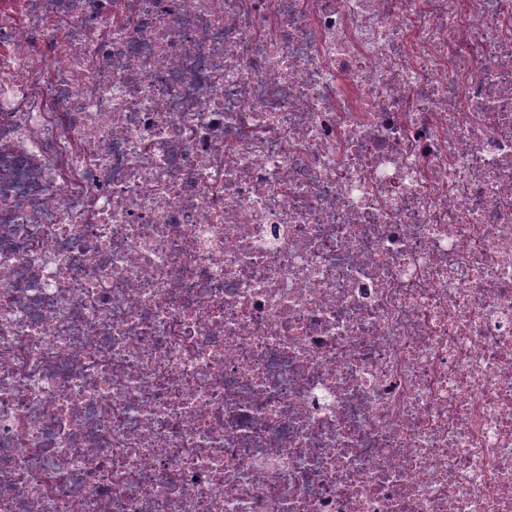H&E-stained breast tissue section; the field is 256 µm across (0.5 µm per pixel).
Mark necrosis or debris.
<instances>
[{"label": "necrosis or debris", "mask_w": 512, "mask_h": 512, "mask_svg": "<svg viewBox=\"0 0 512 512\" xmlns=\"http://www.w3.org/2000/svg\"><path fill=\"white\" fill-rule=\"evenodd\" d=\"M0 512H512V0H0Z\"/></svg>", "instance_id": "4bbe7bcc"}]
</instances>
